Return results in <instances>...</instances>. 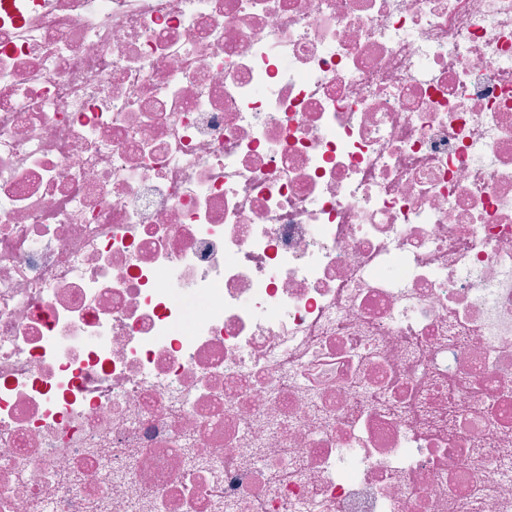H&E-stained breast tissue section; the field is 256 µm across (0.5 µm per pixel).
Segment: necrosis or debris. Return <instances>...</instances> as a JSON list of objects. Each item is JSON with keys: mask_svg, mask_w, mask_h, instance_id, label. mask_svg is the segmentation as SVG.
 <instances>
[{"mask_svg": "<svg viewBox=\"0 0 512 512\" xmlns=\"http://www.w3.org/2000/svg\"><path fill=\"white\" fill-rule=\"evenodd\" d=\"M0 512H512V0H0Z\"/></svg>", "mask_w": 512, "mask_h": 512, "instance_id": "4bbe7bcc", "label": "necrosis or debris"}]
</instances>
